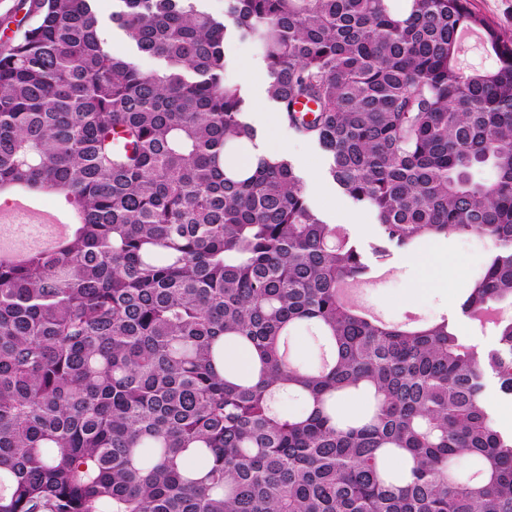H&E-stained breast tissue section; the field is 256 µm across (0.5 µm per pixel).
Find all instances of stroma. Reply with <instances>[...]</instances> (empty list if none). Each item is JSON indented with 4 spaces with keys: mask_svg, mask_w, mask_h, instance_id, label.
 <instances>
[{
    "mask_svg": "<svg viewBox=\"0 0 512 512\" xmlns=\"http://www.w3.org/2000/svg\"><path fill=\"white\" fill-rule=\"evenodd\" d=\"M225 78L237 84L249 103L248 120L258 132L257 144L265 148L284 147L285 154L301 178L309 206L330 224L343 227L361 247L366 261L372 266L370 279L351 286L348 295L366 313L377 319L398 322L445 319L469 345L481 352L495 349L497 340L492 327L473 323L462 311L458 300L469 282L481 270L490 243L473 237H453L444 246L459 261L457 271L426 297L418 299L408 290L417 281L419 263L429 255L431 242H422L416 249H391L388 255L374 251L377 242L378 219L375 213L342 194L327 171V160L318 145L296 135L285 122L269 124L276 114L274 102L265 92L266 67L252 45L236 39L225 48ZM9 200L25 199L34 214L50 213L59 221L55 232L29 234L23 220L0 222V249L10 252L46 249L71 232L76 217L63 196L24 192L9 193Z\"/></svg>",
    "mask_w": 512,
    "mask_h": 512,
    "instance_id": "stroma-1",
    "label": "stroma"
}]
</instances>
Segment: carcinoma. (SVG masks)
I'll return each mask as SVG.
<instances>
[{"instance_id": "obj_1", "label": "carcinoma", "mask_w": 512, "mask_h": 512, "mask_svg": "<svg viewBox=\"0 0 512 512\" xmlns=\"http://www.w3.org/2000/svg\"><path fill=\"white\" fill-rule=\"evenodd\" d=\"M97 2L19 0L0 49V194L79 218L0 251V512H512V432L482 401L488 370L512 396V319L480 353L444 319L346 302L371 269L288 158L255 151L224 78L232 34L388 242L487 239L461 304L482 321L512 306V37L470 0H117L164 62L145 71L104 47ZM470 31L492 68L462 65ZM7 197L8 202L5 205H0V214L1 211H7L11 207V201L24 198L34 214L50 213L63 223L57 224L58 227L54 233H49L42 227V224H56L57 222L51 215H42L39 222H37L39 224H26L24 218H18L12 224L10 222L1 223L0 221V247L2 250L16 252L19 250L50 248L59 239L70 233L73 227L72 224L76 222L72 207L62 195L15 190L9 193ZM7 197L1 195L0 203L3 204ZM27 205L22 203L15 206L18 211H25L28 210ZM27 225L29 226L26 227ZM30 228H39L40 233L33 235V233L27 231Z\"/></svg>"}]
</instances>
